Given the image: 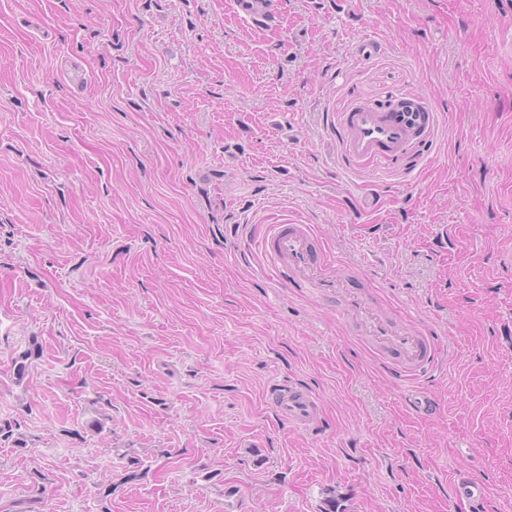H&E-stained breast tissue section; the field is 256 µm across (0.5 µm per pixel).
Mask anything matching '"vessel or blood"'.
Wrapping results in <instances>:
<instances>
[{"mask_svg": "<svg viewBox=\"0 0 512 512\" xmlns=\"http://www.w3.org/2000/svg\"><path fill=\"white\" fill-rule=\"evenodd\" d=\"M339 147L343 160L353 168L370 164L398 165L409 158L417 144L431 139L436 114L429 105L406 111L397 103L355 102L337 119ZM311 227L288 219L269 225L259 242L260 253L275 275L289 285H301L321 297L345 295L347 316L359 319L363 333L392 355L391 368L406 377H415L433 366L439 349L431 337L414 329H395L370 308L356 292L347 290L342 279L332 274L324 254L313 245ZM267 396L270 406L289 425L314 430L320 407L317 394L293 380L272 384ZM487 487L467 474L457 476L454 499L474 505L483 512L488 500Z\"/></svg>", "mask_w": 512, "mask_h": 512, "instance_id": "1", "label": "vessel or blood"}]
</instances>
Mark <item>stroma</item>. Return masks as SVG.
Segmentation results:
<instances>
[{
  "instance_id": "35a3bbf8",
  "label": "stroma",
  "mask_w": 512,
  "mask_h": 512,
  "mask_svg": "<svg viewBox=\"0 0 512 512\" xmlns=\"http://www.w3.org/2000/svg\"><path fill=\"white\" fill-rule=\"evenodd\" d=\"M272 8L0 0V512H449L460 472L512 512V0ZM396 92L428 159L345 168L337 113ZM287 217L439 365L401 379L275 283ZM288 378L317 431L268 408Z\"/></svg>"
}]
</instances>
